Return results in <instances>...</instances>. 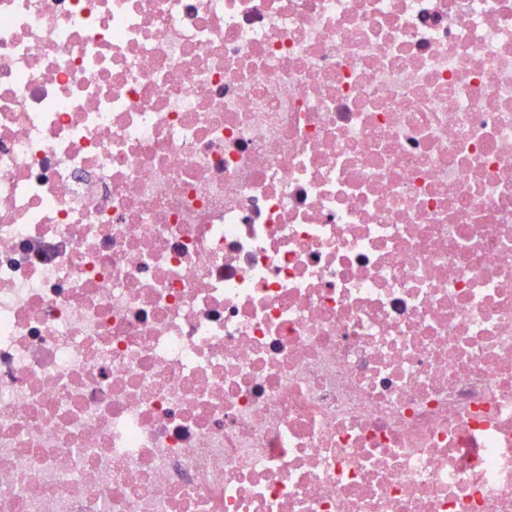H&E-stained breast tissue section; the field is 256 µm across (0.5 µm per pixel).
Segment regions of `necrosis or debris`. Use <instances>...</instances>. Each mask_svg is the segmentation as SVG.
<instances>
[{
  "instance_id": "4bbe7bcc",
  "label": "necrosis or debris",
  "mask_w": 512,
  "mask_h": 512,
  "mask_svg": "<svg viewBox=\"0 0 512 512\" xmlns=\"http://www.w3.org/2000/svg\"><path fill=\"white\" fill-rule=\"evenodd\" d=\"M0 512H512V0H0Z\"/></svg>"
}]
</instances>
